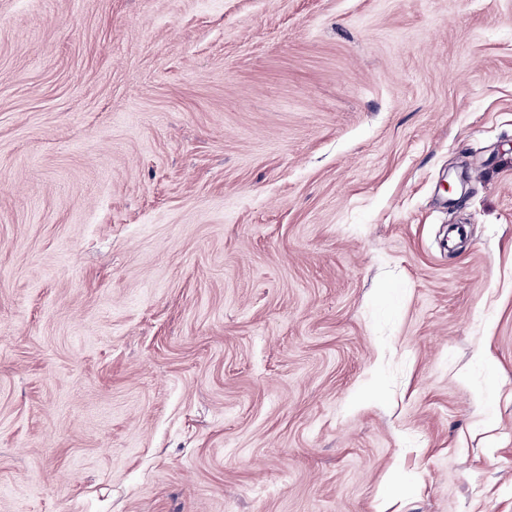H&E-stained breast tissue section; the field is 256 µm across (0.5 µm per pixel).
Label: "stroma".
Masks as SVG:
<instances>
[{"label":"stroma","mask_w":512,"mask_h":512,"mask_svg":"<svg viewBox=\"0 0 512 512\" xmlns=\"http://www.w3.org/2000/svg\"><path fill=\"white\" fill-rule=\"evenodd\" d=\"M0 512H512V0H0Z\"/></svg>","instance_id":"1"}]
</instances>
